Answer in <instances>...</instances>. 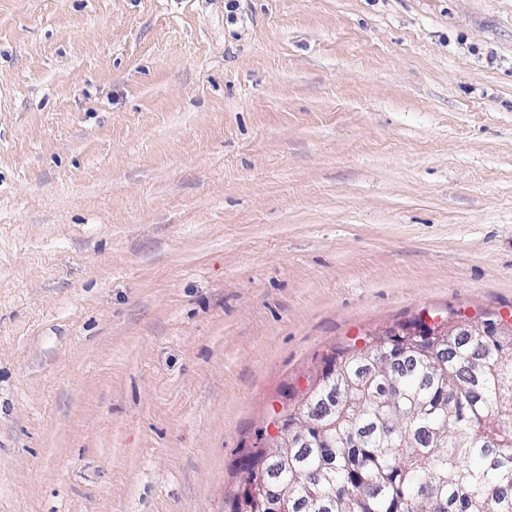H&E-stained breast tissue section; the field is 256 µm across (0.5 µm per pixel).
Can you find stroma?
<instances>
[{
    "label": "stroma",
    "instance_id": "obj_1",
    "mask_svg": "<svg viewBox=\"0 0 512 512\" xmlns=\"http://www.w3.org/2000/svg\"><path fill=\"white\" fill-rule=\"evenodd\" d=\"M0 0V512H228L336 348L512 321V0Z\"/></svg>",
    "mask_w": 512,
    "mask_h": 512
}]
</instances>
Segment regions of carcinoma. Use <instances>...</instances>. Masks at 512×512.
<instances>
[{"mask_svg": "<svg viewBox=\"0 0 512 512\" xmlns=\"http://www.w3.org/2000/svg\"><path fill=\"white\" fill-rule=\"evenodd\" d=\"M487 336L390 331L326 357L279 415L336 428L308 446L257 452L244 482L288 488V512H512V324Z\"/></svg>", "mask_w": 512, "mask_h": 512, "instance_id": "1", "label": "carcinoma"}]
</instances>
